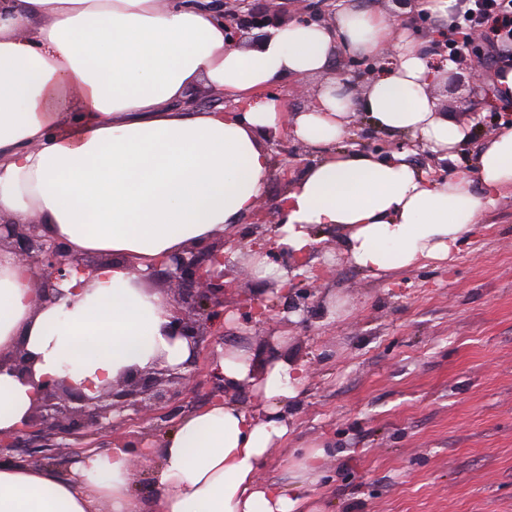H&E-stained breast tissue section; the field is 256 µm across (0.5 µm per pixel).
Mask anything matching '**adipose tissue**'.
<instances>
[{"instance_id":"adipose-tissue-1","label":"adipose tissue","mask_w":512,"mask_h":512,"mask_svg":"<svg viewBox=\"0 0 512 512\" xmlns=\"http://www.w3.org/2000/svg\"><path fill=\"white\" fill-rule=\"evenodd\" d=\"M394 30L388 17L355 6L329 24L294 20L258 46L229 47L223 20L198 0H10L0 11V217L36 220L75 253L116 262L72 275L61 299L38 305L28 267L0 250V356L25 348L35 376L0 372L1 433L35 406L36 379L67 377L90 394L126 369L191 357L186 341L167 340L166 299L140 274L253 212L272 167L268 130L289 126L318 154L282 200L279 242L290 252H308L316 232L333 229L375 276L458 251L512 187V128L481 146L474 172L445 183L407 153L342 147L359 112L376 130L420 137L450 160L470 136L431 95L453 61L436 63ZM388 48L392 65L361 95L332 83L289 118L260 95L329 71L338 52ZM200 83L215 107L192 106L189 90ZM213 369L228 386L250 388L261 407L227 397L183 415L160 451L161 492L151 503L135 491L138 456L115 441L81 456L68 476L40 463L1 465L0 512H317L303 487L325 448L305 455L292 484L260 477L288 437L305 369L273 357L259 373L244 350L225 352Z\"/></svg>"}]
</instances>
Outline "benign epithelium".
I'll return each instance as SVG.
<instances>
[{
	"label": "benign epithelium",
	"mask_w": 512,
	"mask_h": 512,
	"mask_svg": "<svg viewBox=\"0 0 512 512\" xmlns=\"http://www.w3.org/2000/svg\"><path fill=\"white\" fill-rule=\"evenodd\" d=\"M222 6L225 36L228 45L238 47L250 44L251 31L274 25L273 16L264 9H254L250 0H217ZM429 42V52H443L444 30L431 25L422 31ZM392 61L388 53L347 61L339 72V81L349 90H355L363 79H371ZM456 70L447 75V86L461 81L462 74L471 75L472 85L468 99L479 96V74L466 58L455 60ZM227 243L222 239L204 242L170 254L153 264L147 276L161 275L171 285L167 298L171 321L167 336L170 340L185 339L192 356L178 367H171L159 359L146 369L126 370L119 378L101 387L90 396L67 379L41 380L39 399L26 422L10 436L0 435V465L5 462H39L60 468L69 455H80L88 448L98 447L101 438L123 426H141L138 435L122 438L124 447L137 454L144 447L146 437L161 429L183 413L184 394L196 378V363L207 336H216L224 329V297L231 284L226 265ZM9 249L30 266L41 303L60 295L59 285L72 272L87 273L101 265H110L106 257L76 255L62 239H47L40 234V225L31 220H4L0 218V250ZM241 249L260 250L269 260L286 269L302 267L300 258L289 254L288 248L278 246L267 237V217L256 212L252 217L249 239ZM241 317L249 323L262 322L267 317L263 303L249 296L237 303ZM6 367L24 379L33 378L30 357L19 349L8 360L0 358V369ZM206 382L211 399L218 400L231 392L224 387V378L210 371ZM68 453H63V450Z\"/></svg>",
	"instance_id": "1"
}]
</instances>
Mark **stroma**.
Listing matches in <instances>:
<instances>
[{
	"instance_id": "1",
	"label": "stroma",
	"mask_w": 512,
	"mask_h": 512,
	"mask_svg": "<svg viewBox=\"0 0 512 512\" xmlns=\"http://www.w3.org/2000/svg\"><path fill=\"white\" fill-rule=\"evenodd\" d=\"M331 78L278 82L267 93L300 112ZM504 122L512 123V107H489L455 160L425 143L408 159L447 181L472 169ZM313 159L294 139L277 149L262 203L282 199L281 167L297 176ZM338 239L320 232L307 267L323 277L305 296L271 288L251 276L240 252L228 254V298L257 295L271 321L255 326L228 309L201 364L225 348L262 359L272 342L308 375L289 408L285 449L262 479L291 482L292 455L320 444L329 455L309 488L323 512H512V189L443 261L368 276Z\"/></svg>"
}]
</instances>
